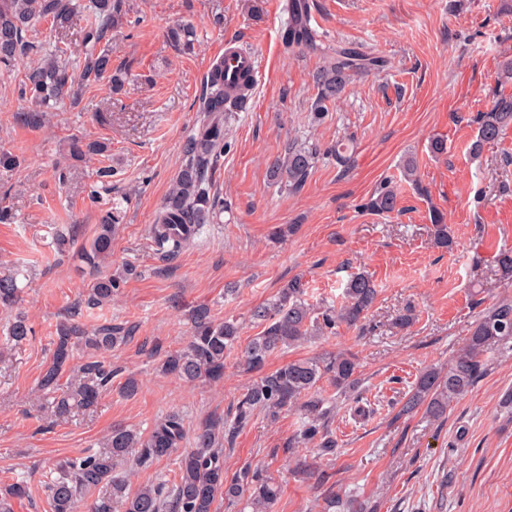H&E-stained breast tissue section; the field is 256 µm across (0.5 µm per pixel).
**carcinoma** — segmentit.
<instances>
[{
	"label": "carcinoma",
	"instance_id": "obj_1",
	"mask_svg": "<svg viewBox=\"0 0 512 512\" xmlns=\"http://www.w3.org/2000/svg\"><path fill=\"white\" fill-rule=\"evenodd\" d=\"M90 13L83 37L84 50L75 55L65 45L36 49L28 33L42 21L65 28L81 8ZM288 30L282 43L285 49H318L317 36L308 22L306 0H288ZM124 18L122 0H90L82 5L77 0H0V69L10 71L40 51L36 65L28 70L21 84V95L29 99L26 121L33 127L44 122V114L66 97L77 99L75 85L96 81L110 75L113 92L124 87L120 71H112L111 50L104 46L113 26ZM170 43L180 49L193 48V30L179 25L168 32ZM385 61L364 54L353 47H340L323 57L316 73L317 95L315 115L324 114L326 104L341 97L348 84L359 75L379 71ZM236 104L224 88L221 65L211 67L199 98L198 127L183 145L179 172L150 226V236L160 254L175 257L194 240L200 226L224 209V201L212 193L220 160L229 147L226 119ZM477 136L471 145L475 155L495 144L501 132L512 125V96H496L491 108L475 117ZM69 155L82 157L108 151L105 142L86 143L72 138ZM320 155L317 145L288 142L284 153L271 165L270 176L297 193L307 183ZM398 201L391 182L379 185L362 204L374 215L395 211ZM431 235L434 244L453 250L454 240L441 212H433ZM117 204L102 215L90 244L83 248L81 260L96 268L109 263L112 241L119 230ZM500 278L512 284V251H501L495 257ZM133 268L123 269L121 276L96 279L89 302L105 305L120 288L124 276ZM378 289L364 272L350 276L338 306L321 309L308 299V287L300 278L288 281L273 301L254 309L252 318L262 330L242 352L246 370L257 373L238 400L232 418L208 416L194 430V447L182 449L186 437L185 419L171 412L157 420L148 434L114 427L95 453L70 459L59 466L57 477L47 486L50 512H80L84 496L90 491L98 495L88 512H214L217 493L224 498L245 502L250 512H275L282 485L261 469L246 468L229 480L224 476L223 442H232L236 434L262 413L275 421L281 410L296 405L302 421L291 445L317 444L325 454L336 452V439L325 426L336 410V399L317 393L318 383L325 379L342 395L353 397L358 385L359 362L348 352L328 353L322 357L290 361L274 370H266L277 352L295 347L309 339L336 333L341 325H364L377 299ZM20 288L10 274L0 276V308L9 310L19 301ZM191 334L184 347L167 353L161 369L184 380L224 375L226 355L238 346L241 327L234 319L219 321L206 306L194 309L190 317ZM53 352L37 382L40 407L51 408L60 418L75 407L92 405L102 392L112 387L120 369L112 366L106 353L124 344L130 330L122 326H102L89 332L77 323L61 322L56 326ZM31 334L26 318L14 316L8 327L9 341L20 343ZM512 341V301L503 300L485 309L470 336L448 364V372L428 369L414 383L413 392L402 406L409 412L418 406L435 421L443 419L448 405L465 396L487 370V354ZM83 349L87 360L80 365L79 383L62 387L61 380L71 371L74 352ZM176 456L177 478L162 479L132 493L128 489L125 466L134 461L140 468L151 466L162 457ZM25 494L24 486L9 485L0 492V512H12L11 499Z\"/></svg>",
	"mask_w": 512,
	"mask_h": 512
}]
</instances>
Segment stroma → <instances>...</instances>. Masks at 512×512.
<instances>
[{"label": "stroma", "mask_w": 512, "mask_h": 512, "mask_svg": "<svg viewBox=\"0 0 512 512\" xmlns=\"http://www.w3.org/2000/svg\"><path fill=\"white\" fill-rule=\"evenodd\" d=\"M311 26L323 48L356 43L385 57L388 68L357 77L344 97L314 117L319 54L285 53L283 0H124L125 18L113 28L112 66L126 74L112 93L109 77L85 83L78 101L64 100L41 127L26 125L20 96L27 70L0 72V151L15 168H0V198L15 215L0 224V267L18 269L22 309L32 333L7 347L9 312L0 310V488L23 484L13 512H50L47 482L61 463L98 450L113 426L148 433L178 411L187 429L210 415L233 411L253 376L239 352L227 357L224 378L186 382L158 368L182 346L193 306L242 323L241 343L257 334L252 311L296 276L312 302L336 304L350 274L368 271L379 290L364 329L335 334L272 356L268 369L325 352L348 351L360 363L357 400L336 399L327 420L338 444L333 455L313 447L289 449L301 422L298 407L276 422L256 416L224 448V474L261 468L278 480L277 512H333L330 500H351L372 512H512V351L496 349L486 375L454 401L444 420L424 411L401 414L419 374L447 367L483 307L512 300L497 283L494 256L512 249V126L493 148L473 155L474 118L494 92L512 95L502 65L512 59V0H309ZM191 24L195 50L171 47L167 30ZM255 54L261 80L247 111L230 121L231 148L214 182L224 210L202 225L193 243L164 260L149 234L198 116V98L225 41ZM103 141L107 153L72 158L71 138ZM318 144L322 153L307 184L288 192L270 166L288 141ZM444 140L447 151L432 153ZM346 141V162L327 149ZM413 158L417 182L404 180ZM64 168L66 180L55 171ZM112 178L101 190L98 169ZM398 187V209L387 216L362 211L380 182ZM119 202L120 230L111 272L136 269L111 303L89 304L93 281L75 256L91 242L102 214ZM443 212L456 242L435 246L429 213ZM297 225L286 240L275 227ZM70 243L58 248V227ZM412 310L400 330L393 321ZM92 329L130 327L132 337L109 352L139 391L118 389L58 419L34 402L38 377L52 353L59 322Z\"/></svg>", "instance_id": "35a3bbf8"}]
</instances>
